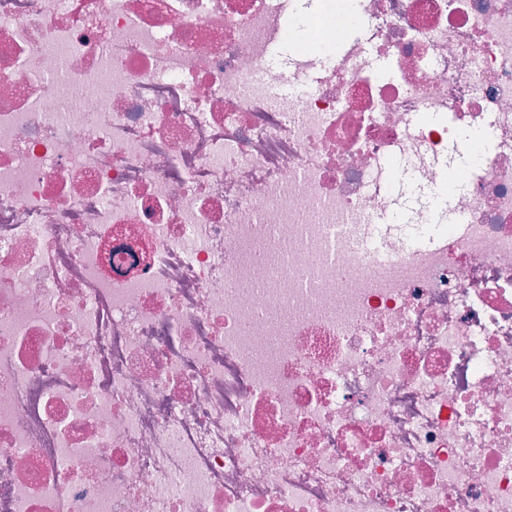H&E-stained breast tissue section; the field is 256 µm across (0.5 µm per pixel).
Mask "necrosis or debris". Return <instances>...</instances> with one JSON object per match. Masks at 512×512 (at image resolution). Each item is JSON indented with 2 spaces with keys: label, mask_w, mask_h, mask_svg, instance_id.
Returning a JSON list of instances; mask_svg holds the SVG:
<instances>
[{
  "label": "necrosis or debris",
  "mask_w": 512,
  "mask_h": 512,
  "mask_svg": "<svg viewBox=\"0 0 512 512\" xmlns=\"http://www.w3.org/2000/svg\"><path fill=\"white\" fill-rule=\"evenodd\" d=\"M0 512H512V0H0Z\"/></svg>",
  "instance_id": "4bbe7bcc"
}]
</instances>
